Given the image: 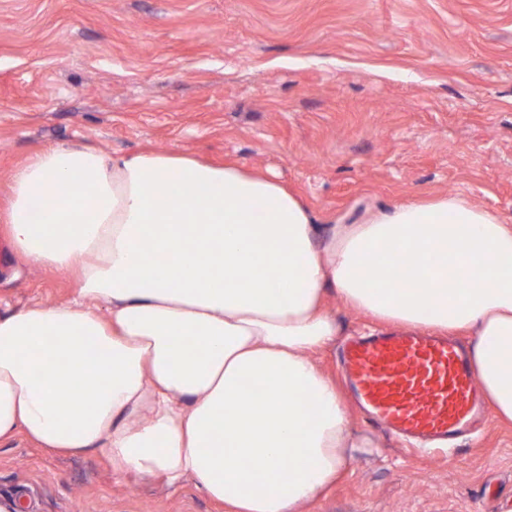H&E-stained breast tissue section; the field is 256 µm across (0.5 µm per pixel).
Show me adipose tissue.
<instances>
[{"instance_id":"adipose-tissue-1","label":"adipose tissue","mask_w":512,"mask_h":512,"mask_svg":"<svg viewBox=\"0 0 512 512\" xmlns=\"http://www.w3.org/2000/svg\"><path fill=\"white\" fill-rule=\"evenodd\" d=\"M0 226L80 283L0 315V444L97 450L119 475L194 478L226 512H296L356 445L311 359L337 336L329 288L392 325L472 331L484 396L512 422V224L463 197L325 223L273 175L57 146L13 172Z\"/></svg>"}]
</instances>
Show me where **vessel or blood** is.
I'll return each instance as SVG.
<instances>
[{"label": "vessel or blood", "instance_id": "obj_1", "mask_svg": "<svg viewBox=\"0 0 512 512\" xmlns=\"http://www.w3.org/2000/svg\"><path fill=\"white\" fill-rule=\"evenodd\" d=\"M343 361L373 419L416 440L450 439L482 407L475 372L460 348L421 330L352 341Z\"/></svg>", "mask_w": 512, "mask_h": 512}]
</instances>
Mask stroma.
Instances as JSON below:
<instances>
[{
  "label": "stroma",
  "instance_id": "1",
  "mask_svg": "<svg viewBox=\"0 0 512 512\" xmlns=\"http://www.w3.org/2000/svg\"><path fill=\"white\" fill-rule=\"evenodd\" d=\"M187 152L273 171L326 221L461 195L512 224V0H0V204L51 146ZM13 255L0 313L71 300ZM335 343L381 322L328 294ZM347 477L297 512H512V425L418 451L351 408ZM28 512H225L195 485L91 452L0 445V503Z\"/></svg>",
  "mask_w": 512,
  "mask_h": 512
}]
</instances>
